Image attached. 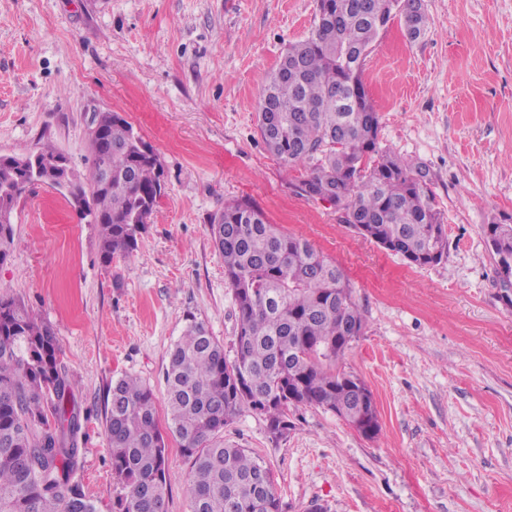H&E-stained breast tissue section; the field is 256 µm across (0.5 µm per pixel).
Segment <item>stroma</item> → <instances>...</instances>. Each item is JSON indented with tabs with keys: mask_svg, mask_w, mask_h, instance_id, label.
<instances>
[{
	"mask_svg": "<svg viewBox=\"0 0 512 512\" xmlns=\"http://www.w3.org/2000/svg\"><path fill=\"white\" fill-rule=\"evenodd\" d=\"M429 29L392 21L362 79L379 145L425 171L445 225L444 259L409 265L297 196L300 173L265 149L259 93L316 0H0V155L52 145L78 178L94 114L124 117L161 162L166 191L137 251L104 264L100 227L39 185L14 213L0 295L56 336L81 412L77 480L97 512L121 486L105 437L107 394L126 375L166 423L168 352L188 315L231 342L236 308L208 233L249 200L348 277L364 328L339 371L373 393L366 438L335 413L291 410L285 440L241 412L224 439L273 471L285 512H512V300L484 234L512 224V0H424ZM166 512H190L191 465L167 438Z\"/></svg>",
	"mask_w": 512,
	"mask_h": 512,
	"instance_id": "1",
	"label": "stroma"
}]
</instances>
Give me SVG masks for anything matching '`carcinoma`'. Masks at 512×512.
<instances>
[{
    "label": "carcinoma",
    "mask_w": 512,
    "mask_h": 512,
    "mask_svg": "<svg viewBox=\"0 0 512 512\" xmlns=\"http://www.w3.org/2000/svg\"><path fill=\"white\" fill-rule=\"evenodd\" d=\"M396 17L412 40L428 30L423 0H317L311 32L288 44L262 88L258 129L270 154L306 169L292 184L297 195L332 204L362 237L423 267L441 262L447 246L435 196L426 174L379 147L380 113L362 81L373 43ZM101 119L105 143L122 151L110 158L112 183L89 172L86 214L100 225L109 265L137 250L165 182L158 156L128 121L110 112ZM44 175L0 157V209L13 210ZM209 231L237 308L234 355L204 320L187 316L165 371L168 428L191 461V512H282L270 468L221 433L246 408L278 441L292 427L288 411L313 406L366 437L378 434L377 409L356 420L359 385L336 367L363 314L341 268L250 201L224 205ZM485 234L497 278L512 279V224L493 221ZM13 242V225L0 223V263ZM109 395L116 512H165L166 443L153 390L125 376ZM80 432L54 334L25 304L0 297V512H97L74 483Z\"/></svg>",
    "instance_id": "1"
}]
</instances>
